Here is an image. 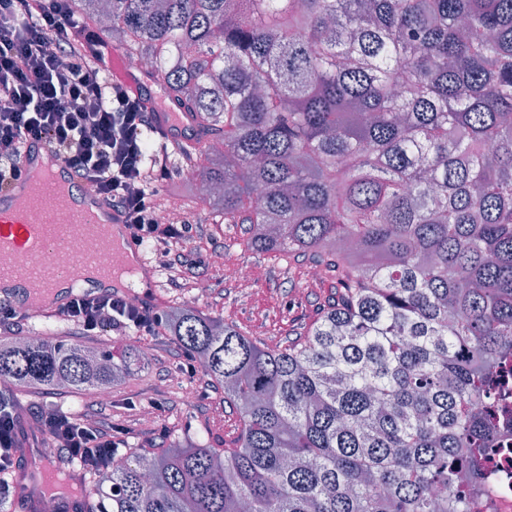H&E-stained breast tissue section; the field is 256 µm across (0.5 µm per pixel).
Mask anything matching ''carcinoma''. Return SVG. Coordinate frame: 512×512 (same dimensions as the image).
<instances>
[{"label":"carcinoma","instance_id":"1","mask_svg":"<svg viewBox=\"0 0 512 512\" xmlns=\"http://www.w3.org/2000/svg\"><path fill=\"white\" fill-rule=\"evenodd\" d=\"M71 7L202 119L214 219L327 256L340 288L284 350L182 312L172 335L224 383L241 445L121 457L108 512H465L512 357V0ZM125 372L49 337L0 348L1 386Z\"/></svg>","mask_w":512,"mask_h":512}]
</instances>
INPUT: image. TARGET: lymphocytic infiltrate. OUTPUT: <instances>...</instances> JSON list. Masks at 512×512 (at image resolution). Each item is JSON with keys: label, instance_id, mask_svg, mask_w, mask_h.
<instances>
[{"label": "lymphocytic infiltrate", "instance_id": "obj_1", "mask_svg": "<svg viewBox=\"0 0 512 512\" xmlns=\"http://www.w3.org/2000/svg\"><path fill=\"white\" fill-rule=\"evenodd\" d=\"M111 47L69 0H0V186L20 175L28 140L46 142L125 213L134 241L160 251L170 278L179 280L202 227L176 217L159 223V185L173 176L169 145L143 100L110 78ZM64 317L84 336L117 326L153 337L168 327L162 312L117 293L75 299ZM31 416L68 462L98 475L111 472L138 434L132 420L106 430L60 409L37 407ZM19 435L15 407L0 405V494L10 490L3 474L19 465Z\"/></svg>", "mask_w": 512, "mask_h": 512}]
</instances>
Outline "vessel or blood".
<instances>
[{"instance_id":"1","label":"vessel or blood","mask_w":512,"mask_h":512,"mask_svg":"<svg viewBox=\"0 0 512 512\" xmlns=\"http://www.w3.org/2000/svg\"><path fill=\"white\" fill-rule=\"evenodd\" d=\"M107 67L113 80L156 112L158 126L173 147L187 152L198 149L202 123L195 114L157 94L154 80L132 69L124 51L113 50ZM54 155L45 142L29 141L21 176L0 189V297L9 299L19 314L33 320L59 315L75 297L92 299L108 294V287L102 285L77 294L59 286L70 269L87 263L89 236L110 244L97 262L101 270L119 268L132 259L140 267L149 265L124 216L75 168L65 165L61 172L76 185L77 197L67 199L49 188L29 193L39 162ZM59 240L67 241L66 252L56 250Z\"/></svg>"}]
</instances>
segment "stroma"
<instances>
[{
  "label": "stroma",
  "mask_w": 512,
  "mask_h": 512,
  "mask_svg": "<svg viewBox=\"0 0 512 512\" xmlns=\"http://www.w3.org/2000/svg\"><path fill=\"white\" fill-rule=\"evenodd\" d=\"M161 197L174 214L204 224L206 235L197 241V249L204 253L218 250L224 260L188 278L182 288L172 287L166 271L158 270V310L171 314L181 308L195 309L222 318L258 346L285 349L303 341L307 331L335 304L336 278L327 270L321 277H312L317 263L310 254L252 248L248 225L215 223L199 194L182 177L165 183ZM243 265L250 268V278L240 277ZM202 287L207 290L203 296L198 293ZM137 347L142 357L129 360V374L114 383L106 404L113 419L142 417L148 423L149 434L131 440L130 452L198 443L218 449L239 447L242 423L221 382L202 371L193 375L182 372L171 336L142 338ZM188 387L197 392L190 405L181 399ZM8 394L24 416L41 405L80 414L94 400L90 392L64 388L46 392L18 385L10 387Z\"/></svg>",
  "instance_id": "obj_1"
}]
</instances>
